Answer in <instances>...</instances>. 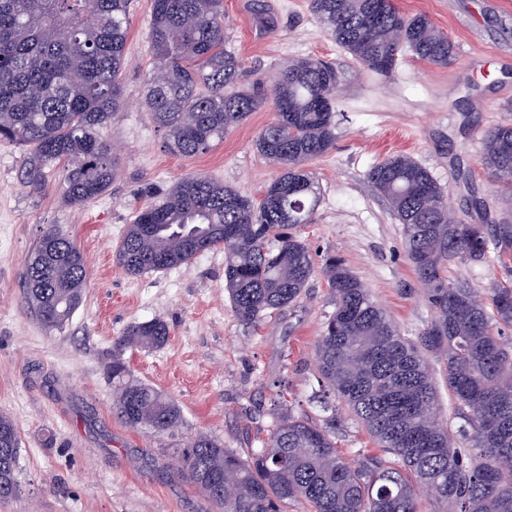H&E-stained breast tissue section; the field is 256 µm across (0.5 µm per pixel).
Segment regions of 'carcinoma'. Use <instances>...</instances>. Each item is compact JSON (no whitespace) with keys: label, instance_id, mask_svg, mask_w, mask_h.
Here are the masks:
<instances>
[{"label":"carcinoma","instance_id":"1","mask_svg":"<svg viewBox=\"0 0 512 512\" xmlns=\"http://www.w3.org/2000/svg\"><path fill=\"white\" fill-rule=\"evenodd\" d=\"M129 0H0V140L30 148L23 184H46L64 164V198L96 199L112 184L115 157L97 129L122 99ZM325 32L367 69L384 74L407 49L421 61L446 65L451 40L425 14L406 15L393 0H309ZM149 42L156 66L144 106L178 156L209 152L224 133L270 104L276 117L258 134L256 150L282 172L259 202L203 174L165 190L152 186L116 251L131 275L190 263L224 246V288L247 326L294 304L315 273L297 234L311 223L320 192L307 165L335 142L334 67L319 58L290 59L270 89H244L241 61L224 49L223 0H151ZM481 164L512 188V123L485 136ZM403 226L404 247L434 318L410 340L342 259L321 272L335 309L315 344L327 394L339 399L391 460L350 461L336 448V417L319 426L282 414L267 442L243 458L207 434L179 449L175 465L199 486L217 512H418L425 493L452 512H512V280L487 296L448 281L458 262L493 266L512 260V222L457 224L444 188L406 155L368 173ZM84 253L50 227L38 238L23 275L24 295L41 323L60 327L82 303ZM169 336L155 318L126 328L112 348V410L132 428L175 434L179 404L135 378L128 348H157ZM441 360L456 415L469 444L453 445L436 400L433 371ZM18 457L0 453V481L16 479Z\"/></svg>","mask_w":512,"mask_h":512}]
</instances>
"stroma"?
Here are the masks:
<instances>
[{
    "instance_id": "1",
    "label": "stroma",
    "mask_w": 512,
    "mask_h": 512,
    "mask_svg": "<svg viewBox=\"0 0 512 512\" xmlns=\"http://www.w3.org/2000/svg\"><path fill=\"white\" fill-rule=\"evenodd\" d=\"M264 2L270 28L257 20L253 0H224V46L241 60L243 84H272L293 58L318 57L338 72L336 141L308 165L321 199L299 235L315 259L341 257L402 335H419L434 312L402 228L368 173L405 154L444 187L455 223L512 220V192L480 163L487 132L512 120V8L503 0H394L405 14L428 15L453 41L455 58L437 66L406 51L394 71L377 74L324 33L308 0ZM150 14L151 0H131L122 102L100 131L119 159L104 195L68 205L60 165L48 172L44 192H29L21 184L27 150L0 142V415L20 436V490L0 501V512H214L202 489L173 468L178 448L203 432L248 456L286 411L319 425L335 419L336 446L347 458L376 451L345 405L330 412L316 400L314 345L334 310L322 272L291 307L253 328L239 321L224 288L223 247L143 275L116 263L128 224L148 202L146 184L166 189L205 173L257 200L280 173L254 145L274 119L268 106L204 155L168 151L142 104L154 69ZM476 198L488 213L473 207ZM49 226L75 240L87 263L81 305L53 330L37 320L22 288L25 265ZM511 276L482 263H456L448 273L449 281L479 291ZM155 318L169 326L167 343L126 350L124 358L138 379L180 405L185 422L175 437L118 419L106 377L115 340L128 325Z\"/></svg>"
}]
</instances>
